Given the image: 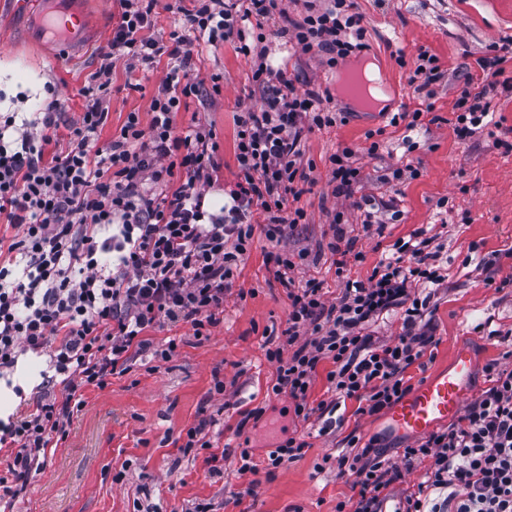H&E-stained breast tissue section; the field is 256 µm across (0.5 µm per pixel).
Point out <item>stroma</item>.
<instances>
[{
	"mask_svg": "<svg viewBox=\"0 0 512 512\" xmlns=\"http://www.w3.org/2000/svg\"><path fill=\"white\" fill-rule=\"evenodd\" d=\"M328 4L281 0L280 16L266 22L267 38L248 58L231 40L196 45L195 79L207 85L212 75H222L221 92L188 99L176 116L177 129L196 122L215 131L223 167L213 190L221 193L239 179L236 116L262 102L260 88L251 81L255 59L328 92L326 108L343 120L313 130L304 141L301 164L311 181L298 205L306 212L305 223L277 243L255 233L209 337L196 338L182 323L153 329L148 336L154 344L177 342L169 361L157 366L138 358L129 371L112 376L106 388L87 389L86 405L74 415L67 437L47 451L17 498L0 502V512H193L201 503L211 512H336L337 502L354 494L350 480L337 477L334 462L347 435L379 438L389 446L390 461L403 465L401 450L416 439L389 432L386 414H358L357 401L349 399L337 410L341 424L324 434L320 420L288 413L287 396L269 395L276 365L265 357V333L287 328L289 312L288 291L268 268L276 252L307 250V262L293 277L300 286L319 283L332 301L343 286L329 248L337 233L355 238L364 260L351 276L364 281L394 242L425 231L432 239L431 263L443 276L441 284L424 286L431 294L429 319L438 344L425 368L407 369L412 385L447 368L455 350L464 347L474 361L466 393L475 398L487 386L484 366L512 350V152L502 147L512 143V92L499 87L488 92L493 130L478 129L462 141L451 124L466 79L482 76L479 59L492 46L512 40V0H351V12L362 17L363 49L333 68L324 54L302 52L294 40L278 34L286 21L303 20L309 8ZM33 11L31 0H0V95L12 110L34 112L48 93H55L66 102L58 130L63 139L84 110L83 90L101 64L98 51L111 40L121 5L119 0H82L89 44L69 59L59 56L55 41L32 39ZM423 50L438 58L443 77L430 88L428 120L409 132L390 120L414 110L423 98L408 80ZM364 59L379 65L390 95L377 112L354 110L341 92L343 76ZM167 71L163 62L132 71L124 61L115 62L101 141L111 139L127 113H139L142 124L150 123V101ZM374 130L380 133V148L371 156L365 135ZM344 146L355 150L362 177L349 197L336 194L327 163ZM391 197L398 204L395 217L383 208ZM367 210L379 219L368 228L362 225ZM337 211L345 218L340 227L331 222ZM484 258L493 260L491 270L480 268ZM47 364V357L28 353L0 379L1 420L34 410ZM218 378L226 390L214 396L210 390ZM256 407L264 415L248 436L259 470L243 475L235 426L241 411ZM206 413L217 421L210 437L224 452L216 467L207 451L186 455L177 445ZM291 436L305 437V455L267 471L263 463L269 450ZM320 462L325 465L321 471L316 468ZM250 486L255 489L251 496L245 493Z\"/></svg>",
	"mask_w": 512,
	"mask_h": 512,
	"instance_id": "obj_1",
	"label": "stroma"
}]
</instances>
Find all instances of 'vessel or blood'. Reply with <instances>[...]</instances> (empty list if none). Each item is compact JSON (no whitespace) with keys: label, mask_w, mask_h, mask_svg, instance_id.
<instances>
[{"label":"vessel or blood","mask_w":512,"mask_h":512,"mask_svg":"<svg viewBox=\"0 0 512 512\" xmlns=\"http://www.w3.org/2000/svg\"><path fill=\"white\" fill-rule=\"evenodd\" d=\"M43 7L33 17L34 26L44 33H52L58 43L67 46L80 32L79 26L63 28L55 17L63 13L61 0H42ZM473 369L471 353L457 349L447 370L414 388L389 413V426L397 433L419 435L431 430L440 421L448 419L460 407L464 387Z\"/></svg>","instance_id":"vessel-or-blood-1"}]
</instances>
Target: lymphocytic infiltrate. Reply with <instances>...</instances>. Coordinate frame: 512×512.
Returning <instances> with one entry per match:
<instances>
[{
  "mask_svg": "<svg viewBox=\"0 0 512 512\" xmlns=\"http://www.w3.org/2000/svg\"><path fill=\"white\" fill-rule=\"evenodd\" d=\"M120 3V20L89 77L88 102L66 148L57 145L65 109L58 98L31 119L0 115V215L16 230L10 258L0 262V377L27 352L48 355L53 370L43 378L35 412L0 429V445L15 449L0 475V499L24 490L41 455L65 438L84 408L87 389L105 388L135 357H171L175 343L154 348L148 329L185 323L199 337L216 325L256 229L278 241L305 221L303 208L287 206L309 180L301 165L303 140L337 121L319 92L299 90L286 70L254 64L252 80L263 98L238 118L241 176L220 212L206 214L205 197L221 170L218 145L204 126L180 135L174 127L183 99L203 94L193 77L194 45L234 38L239 54L250 56L249 24L273 14L278 0H196L164 41L149 35L160 0ZM361 21L346 0H334L295 23L296 45L345 57ZM164 57L168 72L151 99L149 126L128 113L100 143L113 61L148 69ZM484 97V91L462 89L454 123L459 138L470 137L488 117ZM354 244L341 235L331 246L336 274L345 280L341 297L327 301L312 283L289 287L285 343L266 350L277 365L273 394L288 395L295 417L324 416L327 429L339 399L357 400L359 413L369 415L401 401L412 389L407 369L438 344L426 320L429 300L414 289L441 279L428 262L429 239L395 242L365 282L347 276L350 261L364 259ZM396 309L402 327L395 344L367 333L369 324ZM326 360L333 364L327 381L335 397L313 405L310 391ZM485 371L489 387L448 429L404 448L405 462L427 458L431 464L394 512H512V366L495 360ZM345 443L336 468L359 492L338 502L336 512H387L400 468L376 440L352 433Z\"/></svg>",
  "mask_w": 512,
  "mask_h": 512,
  "instance_id": "lymphocytic-infiltrate-1",
  "label": "lymphocytic infiltrate"
}]
</instances>
